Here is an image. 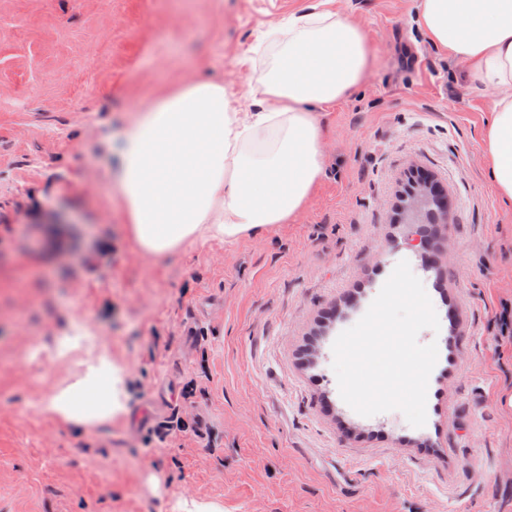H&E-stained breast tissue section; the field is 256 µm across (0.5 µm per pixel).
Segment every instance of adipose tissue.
Instances as JSON below:
<instances>
[{
    "label": "adipose tissue",
    "instance_id": "1",
    "mask_svg": "<svg viewBox=\"0 0 512 512\" xmlns=\"http://www.w3.org/2000/svg\"><path fill=\"white\" fill-rule=\"evenodd\" d=\"M419 24L492 92L488 170L512 201V0H421ZM266 48L252 108H238L223 84L198 79L105 137L127 239L140 252L160 257L287 223L324 176L315 108L344 98L367 75L363 31L337 12L294 14L268 30ZM90 334L77 325L60 340L56 356L74 370L39 403L43 415L80 429L127 411L128 368L87 344Z\"/></svg>",
    "mask_w": 512,
    "mask_h": 512
}]
</instances>
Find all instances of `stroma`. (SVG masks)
I'll return each instance as SVG.
<instances>
[{
    "instance_id": "35a3bbf8",
    "label": "stroma",
    "mask_w": 512,
    "mask_h": 512,
    "mask_svg": "<svg viewBox=\"0 0 512 512\" xmlns=\"http://www.w3.org/2000/svg\"><path fill=\"white\" fill-rule=\"evenodd\" d=\"M321 5L373 63L320 108L326 174L304 210L167 256L131 246L103 137L201 77L248 107L257 40ZM418 17L419 0H0V512H512V383L488 331L512 299V203L483 155L493 96ZM414 174L448 199L418 253ZM403 260L440 325L418 334L438 346L420 428L359 415L333 370ZM75 321L131 371L128 415L90 430L38 410L72 371L39 355ZM175 413L188 431L145 444Z\"/></svg>"
}]
</instances>
